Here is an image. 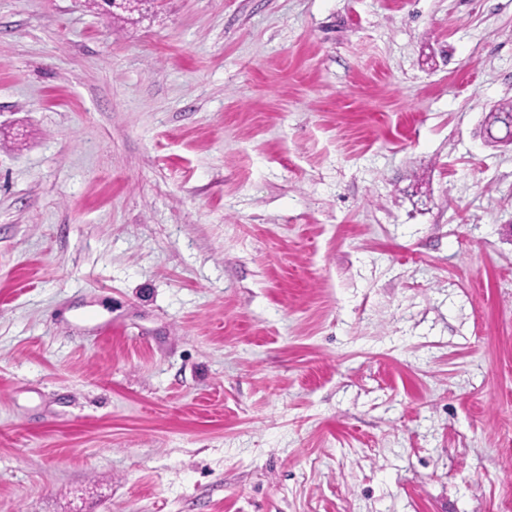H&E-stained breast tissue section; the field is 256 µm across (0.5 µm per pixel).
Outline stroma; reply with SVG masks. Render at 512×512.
I'll list each match as a JSON object with an SVG mask.
<instances>
[{
  "label": "stroma",
  "instance_id": "1",
  "mask_svg": "<svg viewBox=\"0 0 512 512\" xmlns=\"http://www.w3.org/2000/svg\"><path fill=\"white\" fill-rule=\"evenodd\" d=\"M509 105L512 0H0V512H512Z\"/></svg>",
  "mask_w": 512,
  "mask_h": 512
}]
</instances>
